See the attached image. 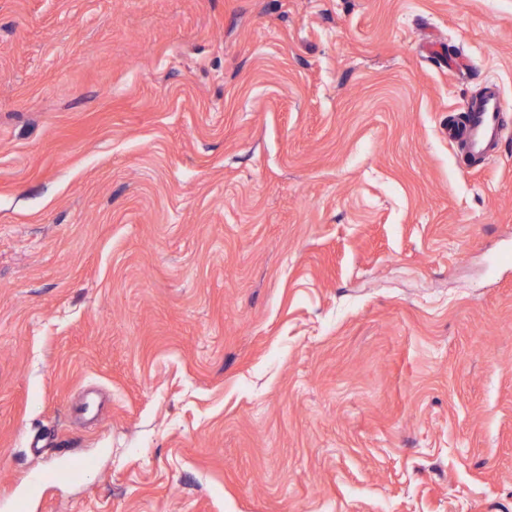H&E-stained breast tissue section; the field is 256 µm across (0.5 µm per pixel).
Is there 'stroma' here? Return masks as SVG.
<instances>
[{"label": "stroma", "instance_id": "35a3bbf8", "mask_svg": "<svg viewBox=\"0 0 512 512\" xmlns=\"http://www.w3.org/2000/svg\"><path fill=\"white\" fill-rule=\"evenodd\" d=\"M14 499L512 512V0H0ZM503 104L495 88H487L481 100L465 106L458 121L448 127V139L459 141L480 154L496 140L503 127Z\"/></svg>", "mask_w": 512, "mask_h": 512}]
</instances>
